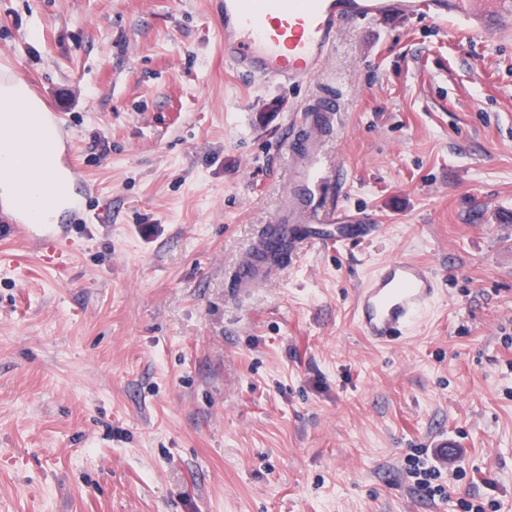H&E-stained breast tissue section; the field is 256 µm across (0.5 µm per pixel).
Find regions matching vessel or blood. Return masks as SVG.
Listing matches in <instances>:
<instances>
[{
  "label": "vessel or blood",
  "mask_w": 512,
  "mask_h": 512,
  "mask_svg": "<svg viewBox=\"0 0 512 512\" xmlns=\"http://www.w3.org/2000/svg\"><path fill=\"white\" fill-rule=\"evenodd\" d=\"M398 15L409 20L451 26L465 39L512 33V0H224V60L237 74L281 85L311 78L328 61L342 25ZM21 99L28 113L39 115L40 131H61L59 113L43 111L32 84L0 72V97ZM337 121L336 101L326 92L300 107L299 134L287 141L292 178L284 203L287 222L267 225L266 233L287 237L293 248L337 239L372 236L375 227L353 223L335 208L320 213L316 198L325 180L323 147ZM70 225L41 224L15 218L0 232L46 248L63 241ZM264 240L249 245L235 268L230 286L237 295L259 288L273 266L264 260ZM440 292L437 276L411 259L383 262L356 298L363 334L387 344L398 341L434 305Z\"/></svg>",
  "instance_id": "vessel-or-blood-1"
}]
</instances>
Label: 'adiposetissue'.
<instances>
[{"instance_id":"adipose-tissue-1","label":"adipose tissue","mask_w":512,"mask_h":512,"mask_svg":"<svg viewBox=\"0 0 512 512\" xmlns=\"http://www.w3.org/2000/svg\"><path fill=\"white\" fill-rule=\"evenodd\" d=\"M52 152L51 145L35 143L21 103L0 101V196L7 203L37 216L49 194L59 190L72 195L70 179L62 176L54 182L47 176Z\"/></svg>"}]
</instances>
